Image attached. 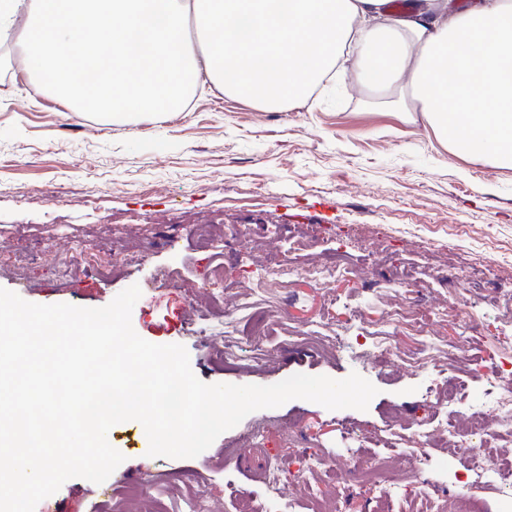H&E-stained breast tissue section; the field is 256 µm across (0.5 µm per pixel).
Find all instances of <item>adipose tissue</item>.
Returning a JSON list of instances; mask_svg holds the SVG:
<instances>
[{
    "label": "adipose tissue",
    "instance_id": "1",
    "mask_svg": "<svg viewBox=\"0 0 512 512\" xmlns=\"http://www.w3.org/2000/svg\"><path fill=\"white\" fill-rule=\"evenodd\" d=\"M386 2L0 0V36L58 95L112 115H161L203 75L281 109L346 63L362 86L406 92L457 158L512 168V0Z\"/></svg>",
    "mask_w": 512,
    "mask_h": 512
}]
</instances>
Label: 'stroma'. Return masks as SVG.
Listing matches in <instances>:
<instances>
[{"mask_svg": "<svg viewBox=\"0 0 512 512\" xmlns=\"http://www.w3.org/2000/svg\"><path fill=\"white\" fill-rule=\"evenodd\" d=\"M13 40H0V249L37 252L25 267L0 264V287L39 304L97 308L139 285L138 335L184 345L204 383L272 385L291 375L342 379L356 372L378 389L367 411L329 410L295 399L246 416L201 455L147 454L136 421L114 425L123 483L95 498L72 478L35 512H235L247 491L258 512H313L336 498L339 512H425L427 500L463 493L481 512H512L492 467L467 469L471 448L449 456L433 436L461 416H491L489 361L512 362V327L494 292L512 291V168L462 161L399 88L355 86L335 76L302 105L263 110L200 79L164 117L109 118L80 112L50 89L34 92ZM137 238L134 259L116 255L111 274L85 264L116 239ZM451 243L428 260L422 241ZM344 257L348 278L323 286L276 278L277 263L302 267ZM492 264L494 287L469 271ZM221 268L220 296L202 286ZM452 272L453 286L442 273ZM358 312L360 322L348 321ZM265 336L249 333L257 314ZM390 346L380 371L372 351L334 348L338 326ZM243 342L225 356V340ZM456 382L461 404L435 405ZM258 436L263 453L243 441ZM325 464L309 470L313 457ZM394 458L420 479L384 498L381 485L341 494L343 466ZM267 463L288 481L280 491L252 481ZM201 475L202 486L191 483Z\"/></svg>", "mask_w": 512, "mask_h": 512, "instance_id": "stroma-1", "label": "stroma"}]
</instances>
